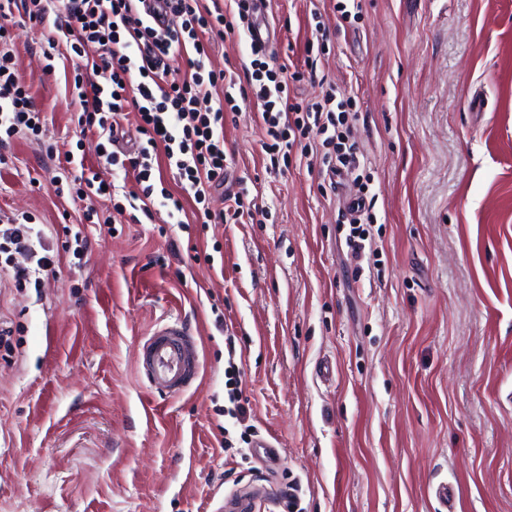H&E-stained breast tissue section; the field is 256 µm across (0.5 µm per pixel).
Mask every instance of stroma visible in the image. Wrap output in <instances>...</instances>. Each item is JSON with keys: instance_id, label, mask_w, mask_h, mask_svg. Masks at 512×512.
<instances>
[{"instance_id": "35a3bbf8", "label": "stroma", "mask_w": 512, "mask_h": 512, "mask_svg": "<svg viewBox=\"0 0 512 512\" xmlns=\"http://www.w3.org/2000/svg\"><path fill=\"white\" fill-rule=\"evenodd\" d=\"M266 15L268 64L291 71L316 22L330 28L329 58L295 92L355 100L378 257L349 253L320 161L266 168L251 104L224 151L265 223L184 229L156 207L112 233L84 224L52 182L65 152L97 162L99 139L63 72L45 73L42 27L18 21L44 126L0 168V216H35L57 263L41 289L0 290L16 328L0 351V512H216L264 484L297 485L303 512H512V0H363L349 25L330 0H267ZM210 60L246 79L249 44L214 38ZM67 226L90 238L83 261ZM175 318L199 338L201 374L161 398L138 348ZM229 335L275 465L224 448Z\"/></svg>"}]
</instances>
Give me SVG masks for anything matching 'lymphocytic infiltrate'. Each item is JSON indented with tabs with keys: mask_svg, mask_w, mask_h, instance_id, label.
<instances>
[{
	"mask_svg": "<svg viewBox=\"0 0 512 512\" xmlns=\"http://www.w3.org/2000/svg\"><path fill=\"white\" fill-rule=\"evenodd\" d=\"M233 2L228 10H203L198 0H0V166L8 164L15 138L42 131L41 111L12 49L13 11L18 8L31 23L53 24L40 44L42 56L51 62L68 53L77 123L105 138L104 165L133 174L138 188L130 192L131 200L146 207L161 203L172 216L183 213L188 196L196 204V223L222 221L223 213L212 212L209 200L226 178L224 127L246 102L257 107L262 148L272 166L308 158L313 150L309 135L315 130L323 136L321 161L329 175L352 176L357 168L349 143L357 119L353 100H337L330 89L308 101L292 96L290 86L302 80V73L270 68L265 47L255 43L247 86L238 87L233 73L211 68L208 34L242 37L253 26L248 0ZM151 12L167 15L168 24L151 25ZM182 55L188 63L184 72L172 66ZM132 111L141 138L129 150H116L117 133ZM65 161L74 165L75 174L70 181H54L56 195L84 202L85 221L111 226V216H99L93 204L104 193L98 171L71 153ZM164 163L174 169L179 192L155 189L154 172ZM367 191V183L358 182L348 204L352 218L345 242L356 256L364 252L366 225L374 220ZM33 222L25 213L0 225V288L41 287L43 272L54 268V256L40 251L42 235Z\"/></svg>",
	"mask_w": 512,
	"mask_h": 512,
	"instance_id": "obj_1",
	"label": "lymphocytic infiltrate"
}]
</instances>
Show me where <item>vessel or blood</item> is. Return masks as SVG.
<instances>
[{
  "label": "vessel or blood",
  "mask_w": 512,
  "mask_h": 512,
  "mask_svg": "<svg viewBox=\"0 0 512 512\" xmlns=\"http://www.w3.org/2000/svg\"><path fill=\"white\" fill-rule=\"evenodd\" d=\"M198 362V341L191 327L179 318L157 326L144 339L138 355L147 391L169 398L184 394L197 379ZM283 501V495L257 488L227 497L220 507L222 512H252L261 503L267 512H278Z\"/></svg>",
  "instance_id": "1"
}]
</instances>
